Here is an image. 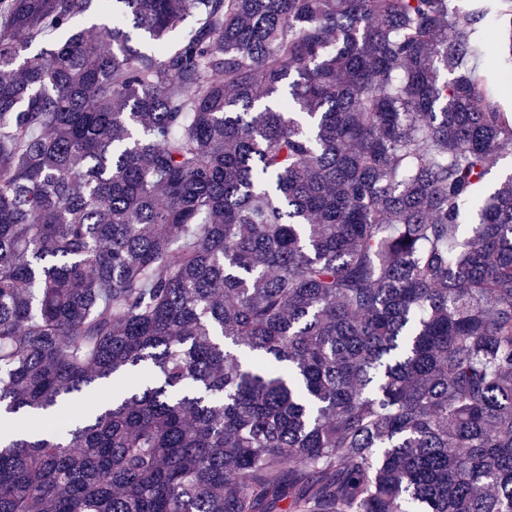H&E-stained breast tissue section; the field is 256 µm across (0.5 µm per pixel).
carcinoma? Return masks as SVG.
Returning a JSON list of instances; mask_svg holds the SVG:
<instances>
[{"mask_svg":"<svg viewBox=\"0 0 512 512\" xmlns=\"http://www.w3.org/2000/svg\"><path fill=\"white\" fill-rule=\"evenodd\" d=\"M502 69L512 0H0V512H512Z\"/></svg>","mask_w":512,"mask_h":512,"instance_id":"carcinoma-1","label":"carcinoma"}]
</instances>
